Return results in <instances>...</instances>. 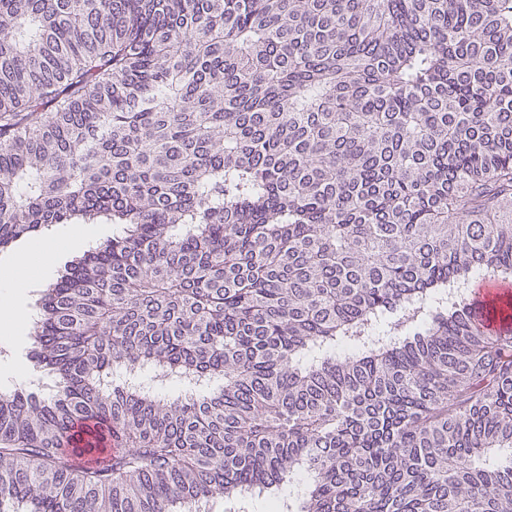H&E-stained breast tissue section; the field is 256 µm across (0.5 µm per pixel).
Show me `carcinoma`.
Segmentation results:
<instances>
[{
  "label": "carcinoma",
  "instance_id": "cac0c4a2",
  "mask_svg": "<svg viewBox=\"0 0 512 512\" xmlns=\"http://www.w3.org/2000/svg\"><path fill=\"white\" fill-rule=\"evenodd\" d=\"M99 223L0 512H512V0H0V251ZM512 294V283L499 280H488L477 288L476 303L478 309H487L492 306H499L503 301L510 298Z\"/></svg>",
  "mask_w": 512,
  "mask_h": 512
}]
</instances>
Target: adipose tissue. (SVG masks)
<instances>
[{
	"label": "adipose tissue",
	"mask_w": 512,
	"mask_h": 512,
	"mask_svg": "<svg viewBox=\"0 0 512 512\" xmlns=\"http://www.w3.org/2000/svg\"><path fill=\"white\" fill-rule=\"evenodd\" d=\"M32 258L21 253L0 265V340H12L19 335L28 320V314L18 307L19 299L34 284L29 273Z\"/></svg>",
	"instance_id": "ef3b65f1"
}]
</instances>
